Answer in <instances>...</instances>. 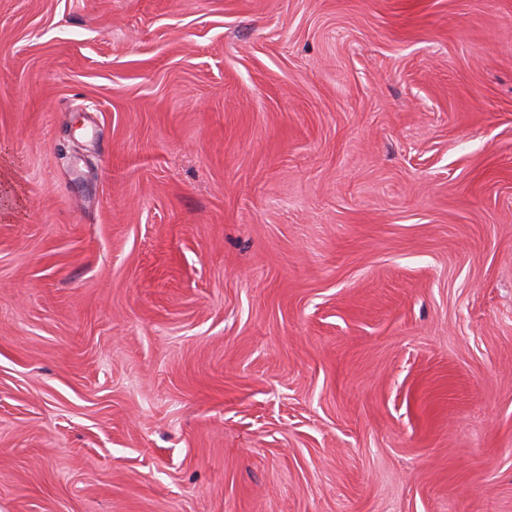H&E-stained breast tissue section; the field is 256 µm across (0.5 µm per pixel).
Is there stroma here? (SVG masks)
Masks as SVG:
<instances>
[{
	"instance_id": "1",
	"label": "stroma",
	"mask_w": 512,
	"mask_h": 512,
	"mask_svg": "<svg viewBox=\"0 0 512 512\" xmlns=\"http://www.w3.org/2000/svg\"><path fill=\"white\" fill-rule=\"evenodd\" d=\"M0 512H512V0H0Z\"/></svg>"
}]
</instances>
